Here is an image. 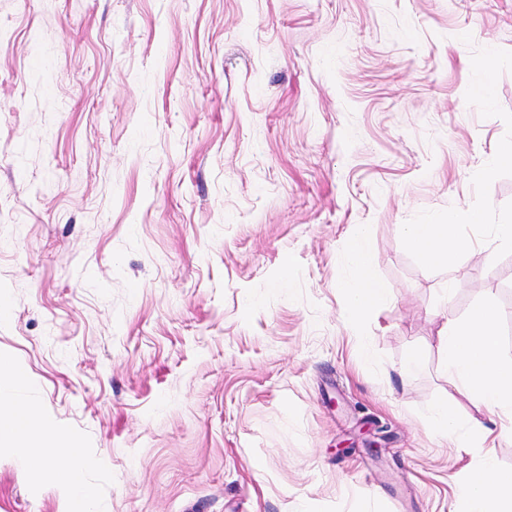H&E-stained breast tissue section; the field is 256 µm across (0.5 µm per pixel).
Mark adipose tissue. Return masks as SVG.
<instances>
[{
	"mask_svg": "<svg viewBox=\"0 0 512 512\" xmlns=\"http://www.w3.org/2000/svg\"><path fill=\"white\" fill-rule=\"evenodd\" d=\"M406 245L429 264L453 269L466 243L459 235L456 215L444 224H406L402 227ZM361 235H354L349 248L360 278L347 292L350 306L357 311L373 310L386 296V288L372 274V261L361 247ZM436 348L456 389L467 390L490 415L512 423V362L500 358L497 313L490 305L474 308L464 321L445 323L437 332ZM11 425L0 428V438L20 442L22 458H38L45 465L48 482L74 492L73 512H85L82 476L73 467L56 464L58 455L76 457L77 449L59 448L48 442L31 443L35 432L34 410H12ZM461 492L468 512H512V472L498 469L492 458L464 472Z\"/></svg>",
	"mask_w": 512,
	"mask_h": 512,
	"instance_id": "obj_1",
	"label": "adipose tissue"
}]
</instances>
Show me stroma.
<instances>
[{
  "label": "stroma",
  "mask_w": 512,
  "mask_h": 512,
  "mask_svg": "<svg viewBox=\"0 0 512 512\" xmlns=\"http://www.w3.org/2000/svg\"><path fill=\"white\" fill-rule=\"evenodd\" d=\"M510 151L512 0H0V396L90 512H465L512 433L436 334L493 305L512 361ZM452 213L445 270L400 227ZM71 500L0 442V512ZM362 236L356 234L349 245L354 264L361 270L360 279L347 292L350 306L359 312L372 311L386 296V288L372 274L371 257L361 247ZM432 413L436 419L439 434L446 438L459 440L457 434L456 401L454 396L449 394L447 400L433 407Z\"/></svg>",
  "instance_id": "1"
}]
</instances>
